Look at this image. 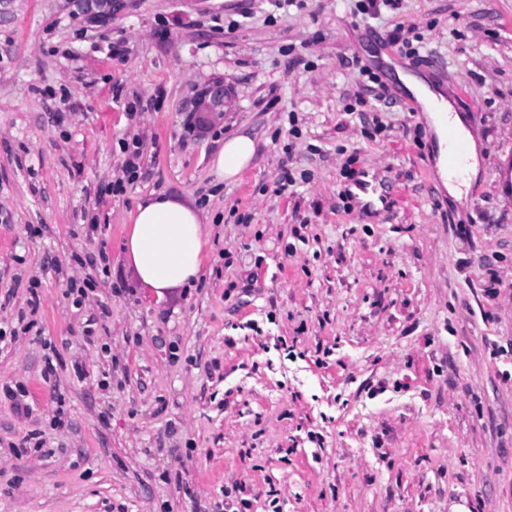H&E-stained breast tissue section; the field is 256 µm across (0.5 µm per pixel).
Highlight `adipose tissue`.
Instances as JSON below:
<instances>
[{"instance_id":"1","label":"adipose tissue","mask_w":512,"mask_h":512,"mask_svg":"<svg viewBox=\"0 0 512 512\" xmlns=\"http://www.w3.org/2000/svg\"><path fill=\"white\" fill-rule=\"evenodd\" d=\"M254 153L253 139L238 134L225 141L214 164L224 178L231 179L247 167ZM207 243L195 200L158 195L137 204L124 251L140 283L162 300L169 291L193 287Z\"/></svg>"}]
</instances>
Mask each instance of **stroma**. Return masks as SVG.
Returning a JSON list of instances; mask_svg holds the SVG:
<instances>
[{"label": "stroma", "mask_w": 512, "mask_h": 512, "mask_svg": "<svg viewBox=\"0 0 512 512\" xmlns=\"http://www.w3.org/2000/svg\"><path fill=\"white\" fill-rule=\"evenodd\" d=\"M356 4L0 0V512H512V0ZM398 26L477 106L466 201L425 113L361 91ZM351 156L372 214L339 197ZM154 192L210 228L162 301L122 249ZM83 10L92 18L101 22L112 20L113 12L119 7L117 3L120 0H76ZM225 97L224 84H210L204 91L197 112H223ZM254 153L255 143L251 137L234 135L224 141V147L218 152L214 164L224 179H232L247 167Z\"/></svg>", "instance_id": "1"}]
</instances>
